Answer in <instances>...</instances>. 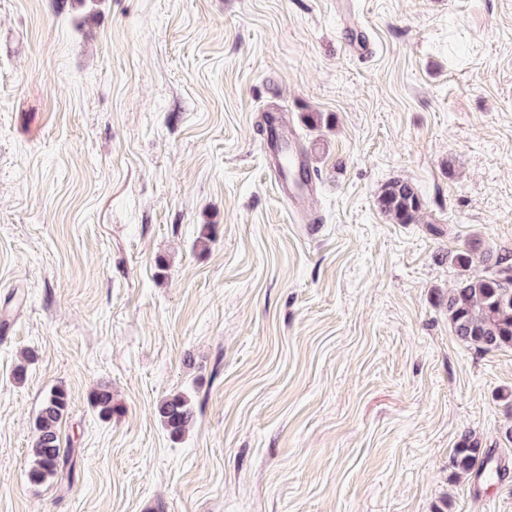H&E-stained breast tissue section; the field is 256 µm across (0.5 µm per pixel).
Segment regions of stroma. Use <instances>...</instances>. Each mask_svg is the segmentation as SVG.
Wrapping results in <instances>:
<instances>
[{
	"label": "stroma",
	"instance_id": "obj_1",
	"mask_svg": "<svg viewBox=\"0 0 512 512\" xmlns=\"http://www.w3.org/2000/svg\"><path fill=\"white\" fill-rule=\"evenodd\" d=\"M350 2L0 0V512H512V349L446 309L457 251L512 256V0ZM57 387L72 465L35 484ZM265 152L270 156V171L274 176L283 200L303 222L309 216L308 205L316 194L317 186L312 179L293 182L288 180V168L306 172L310 166V151L298 143L294 129L288 125L287 134L280 126L278 117L267 132ZM377 206L397 224H414L423 210L417 189L401 180L392 181L384 187L377 198ZM159 418L169 434L180 437L195 421L189 399L182 393L164 398L157 406ZM481 456V458H480ZM456 465L464 472L472 471L478 462L481 469H487L491 462V456L486 454L477 445L464 443L460 448H456Z\"/></svg>",
	"mask_w": 512,
	"mask_h": 512
}]
</instances>
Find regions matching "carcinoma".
I'll list each match as a JSON object with an SVG mask.
<instances>
[{
	"instance_id": "1",
	"label": "carcinoma",
	"mask_w": 512,
	"mask_h": 512,
	"mask_svg": "<svg viewBox=\"0 0 512 512\" xmlns=\"http://www.w3.org/2000/svg\"><path fill=\"white\" fill-rule=\"evenodd\" d=\"M379 210L397 224H413L423 210L422 199L415 187L396 180L388 183L377 198ZM448 320L460 341L483 351L512 348V262L496 259L490 271L480 276H465L448 291ZM92 405L103 417L114 411L112 391L98 388ZM68 412L65 390H52L44 399L35 420L36 437L30 448L32 467L29 479L40 483L58 474L68 464L63 454L59 428ZM159 418L169 434L181 436L195 421L189 399L182 393L164 398L157 406ZM456 465L464 472L476 465L488 468L491 456L474 444L464 443L456 449Z\"/></svg>"
}]
</instances>
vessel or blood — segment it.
Returning a JSON list of instances; mask_svg holds the SVG:
<instances>
[{"mask_svg":"<svg viewBox=\"0 0 512 512\" xmlns=\"http://www.w3.org/2000/svg\"><path fill=\"white\" fill-rule=\"evenodd\" d=\"M264 148L270 156V171L274 176L283 200L300 219H307L308 205L317 186L313 180L293 182L288 178L289 170L307 171L310 153L302 148L294 132H287L280 124H272L266 135Z\"/></svg>","mask_w":512,"mask_h":512,"instance_id":"1","label":"vessel or blood"}]
</instances>
